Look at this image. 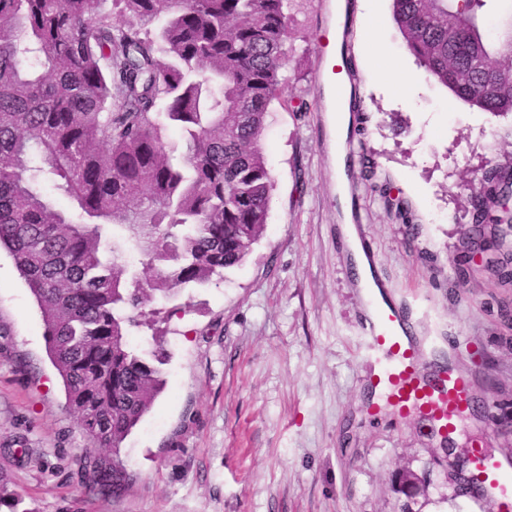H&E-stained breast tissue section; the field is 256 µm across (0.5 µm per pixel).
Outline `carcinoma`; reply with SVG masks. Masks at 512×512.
Segmentation results:
<instances>
[{
	"instance_id": "carcinoma-1",
	"label": "carcinoma",
	"mask_w": 512,
	"mask_h": 512,
	"mask_svg": "<svg viewBox=\"0 0 512 512\" xmlns=\"http://www.w3.org/2000/svg\"><path fill=\"white\" fill-rule=\"evenodd\" d=\"M102 2L0 0V249L41 309L67 405L92 442L89 492L105 496L122 490L120 445L164 386V358L133 345L130 329L156 294L241 264L265 230L274 179L263 134L289 17L288 0H111L115 13ZM484 2L392 0L393 19L438 83L508 114L512 8L490 40ZM492 73L499 94L483 90ZM137 262L155 277L138 278ZM21 503L1 473L0 510L31 512Z\"/></svg>"
}]
</instances>
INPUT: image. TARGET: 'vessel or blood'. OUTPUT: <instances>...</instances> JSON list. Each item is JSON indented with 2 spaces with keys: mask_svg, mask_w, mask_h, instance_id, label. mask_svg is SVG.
<instances>
[{
  "mask_svg": "<svg viewBox=\"0 0 512 512\" xmlns=\"http://www.w3.org/2000/svg\"><path fill=\"white\" fill-rule=\"evenodd\" d=\"M317 75L319 90L329 91L334 99L341 95L343 84L335 60L319 58ZM364 331L367 342L363 359L374 367V384L388 394L394 406L403 411L423 409L442 429L452 427L454 416L473 406L471 384L455 369L443 367L432 376H421L420 351L404 344L409 327L398 312L377 310L366 319ZM472 465L502 499L506 512H512V476L503 474L501 463L477 448Z\"/></svg>",
  "mask_w": 512,
  "mask_h": 512,
  "instance_id": "1",
  "label": "vessel or blood"
}]
</instances>
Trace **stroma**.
Returning <instances> with one entry per match:
<instances>
[{
    "label": "stroma",
    "mask_w": 512,
    "mask_h": 512,
    "mask_svg": "<svg viewBox=\"0 0 512 512\" xmlns=\"http://www.w3.org/2000/svg\"><path fill=\"white\" fill-rule=\"evenodd\" d=\"M341 73L358 106L347 180L377 277L416 338L470 378L455 454L422 419L369 416L366 303L340 232L329 101L316 90L336 0H291L264 149L275 182L238 267L157 297L165 385L121 448L119 495L91 496L87 440L46 350L41 311L0 251V472L30 512H501L460 475L470 449L512 455V286L461 242L482 175L512 163V114L456 99L406 51L392 0H343ZM410 74L402 87L386 74ZM415 473L418 493L402 491Z\"/></svg>",
    "instance_id": "35a3bbf8"
}]
</instances>
